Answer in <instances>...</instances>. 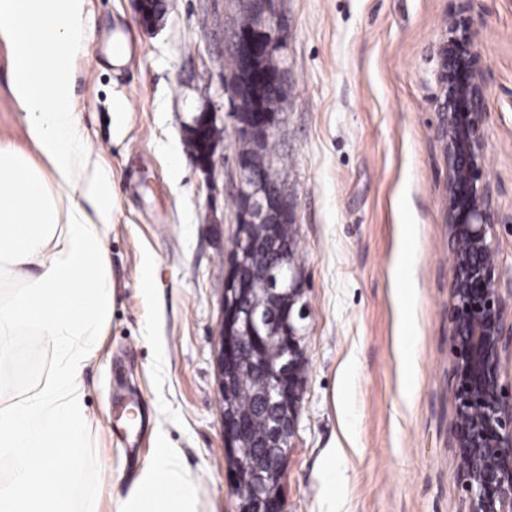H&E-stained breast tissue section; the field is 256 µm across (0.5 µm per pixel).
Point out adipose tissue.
Segmentation results:
<instances>
[{
    "label": "adipose tissue",
    "instance_id": "ef3b65f1",
    "mask_svg": "<svg viewBox=\"0 0 512 512\" xmlns=\"http://www.w3.org/2000/svg\"><path fill=\"white\" fill-rule=\"evenodd\" d=\"M0 38L13 52L11 93L42 160L0 146V278L38 267L19 297L0 299V365L34 329L54 351L42 386L0 405V512H73L89 415L83 372L112 310L106 239L112 177L78 125L72 62L87 49L86 0H0ZM114 512H200L179 449L159 446Z\"/></svg>",
    "mask_w": 512,
    "mask_h": 512
}]
</instances>
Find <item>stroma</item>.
<instances>
[{"mask_svg": "<svg viewBox=\"0 0 512 512\" xmlns=\"http://www.w3.org/2000/svg\"><path fill=\"white\" fill-rule=\"evenodd\" d=\"M288 109L276 153L294 205L309 316L305 392L285 473L286 512H466L449 424L453 256L448 168L435 133L437 50L455 14L475 24L486 175L504 219L492 243L512 294V0H276ZM92 41L72 64L82 133L112 174L106 239L114 300L84 372L90 426L75 512H112L160 441L200 477L201 512H235L224 478L216 351L236 231L238 143L224 93L236 0H166L157 30L134 0H87ZM0 39V143L33 154ZM222 131L211 172L185 146L202 111ZM152 267H145L146 258ZM417 382L405 395L402 324ZM22 378L45 381L37 333ZM119 484H109L113 470Z\"/></svg>", "mask_w": 512, "mask_h": 512, "instance_id": "35a3bbf8", "label": "stroma"}]
</instances>
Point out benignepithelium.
<instances>
[{"label": "benign epithelium", "mask_w": 512, "mask_h": 512, "mask_svg": "<svg viewBox=\"0 0 512 512\" xmlns=\"http://www.w3.org/2000/svg\"><path fill=\"white\" fill-rule=\"evenodd\" d=\"M141 25L160 23L162 10L136 0ZM252 24L234 30L231 54L237 71L224 80L235 136L244 149L236 158V236L224 272L217 352L222 403L225 478L238 495L236 512H285L284 474L304 395L301 340L308 317L305 276L276 239L261 245L248 225L274 227L293 222L282 187L272 169L255 167L250 149L270 138L286 105L272 111L267 95L285 82L287 67L265 61L276 56L286 32L274 0H241ZM467 17L448 19V37L438 50L442 98L437 135L448 166L447 223L453 253L448 284V348L451 356L455 419L450 432L457 457L459 486L467 512H512V387L501 370L502 353L512 349V310L502 296L496 269L483 259L503 218L492 203L486 177L483 125L484 87ZM262 290L267 307L252 305ZM275 341L280 353L265 347ZM251 355L240 363V355ZM268 385L261 408L266 423L235 410L236 384L243 372Z\"/></svg>", "instance_id": "obj_1"}]
</instances>
